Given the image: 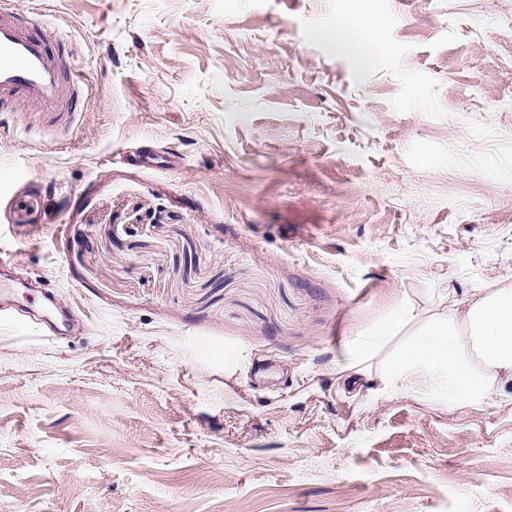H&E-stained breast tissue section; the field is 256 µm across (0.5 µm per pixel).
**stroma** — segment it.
<instances>
[{"label":"stroma","instance_id":"stroma-1","mask_svg":"<svg viewBox=\"0 0 512 512\" xmlns=\"http://www.w3.org/2000/svg\"><path fill=\"white\" fill-rule=\"evenodd\" d=\"M1 1L90 107L0 112V512H512V396L378 375L512 288V0ZM359 26L343 25L336 31V43L340 49L358 54L365 61H370L379 51L373 38V25L369 21L358 19ZM356 30L358 38L352 41L349 32ZM413 318V312L406 306H399L385 318L377 321L361 340L351 341L344 349L343 370L353 376L365 375L370 371V361L382 350L399 332L400 328Z\"/></svg>","mask_w":512,"mask_h":512}]
</instances>
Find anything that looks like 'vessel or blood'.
<instances>
[{
	"label": "vessel or blood",
	"mask_w": 512,
	"mask_h": 512,
	"mask_svg": "<svg viewBox=\"0 0 512 512\" xmlns=\"http://www.w3.org/2000/svg\"><path fill=\"white\" fill-rule=\"evenodd\" d=\"M87 92L77 57L62 50L60 32L35 28L29 15L0 5V106L71 112Z\"/></svg>",
	"instance_id": "1"
}]
</instances>
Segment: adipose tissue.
<instances>
[{
	"mask_svg": "<svg viewBox=\"0 0 512 512\" xmlns=\"http://www.w3.org/2000/svg\"><path fill=\"white\" fill-rule=\"evenodd\" d=\"M412 317L408 307H397L368 336L347 343L345 370L355 376L369 372L372 358ZM380 380L384 389L410 390L451 411L512 393V288L449 294L444 313L405 341Z\"/></svg>",
	"mask_w": 512,
	"mask_h": 512,
	"instance_id": "adipose-tissue-1",
	"label": "adipose tissue"
}]
</instances>
